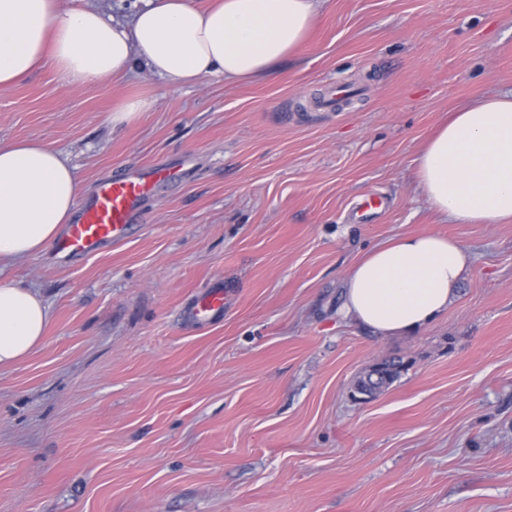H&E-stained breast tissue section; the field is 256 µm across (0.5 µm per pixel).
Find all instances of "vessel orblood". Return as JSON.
<instances>
[{
  "mask_svg": "<svg viewBox=\"0 0 512 512\" xmlns=\"http://www.w3.org/2000/svg\"><path fill=\"white\" fill-rule=\"evenodd\" d=\"M166 171L132 167L117 178L99 181L92 199L80 206L77 222L66 225L55 249L67 259H81L108 244L122 242L142 201L165 180ZM224 307V292L213 289L192 308L196 318L219 313Z\"/></svg>",
  "mask_w": 512,
  "mask_h": 512,
  "instance_id": "obj_1",
  "label": "vessel or blood"
}]
</instances>
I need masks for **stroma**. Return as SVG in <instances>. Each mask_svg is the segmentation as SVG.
I'll use <instances>...</instances> for the list:
<instances>
[{"mask_svg":"<svg viewBox=\"0 0 512 512\" xmlns=\"http://www.w3.org/2000/svg\"><path fill=\"white\" fill-rule=\"evenodd\" d=\"M511 91L512 0H320L250 84L0 88V140L61 152L79 200L174 173L124 242L0 268L50 308L0 369V512H512V223L439 220L414 164L449 112ZM128 96L150 106L113 126ZM417 232L473 256L447 312L389 337L343 319L353 265ZM214 288L223 313L191 318ZM386 358L393 384L355 393Z\"/></svg>","mask_w":512,"mask_h":512,"instance_id":"obj_1","label":"stroma"}]
</instances>
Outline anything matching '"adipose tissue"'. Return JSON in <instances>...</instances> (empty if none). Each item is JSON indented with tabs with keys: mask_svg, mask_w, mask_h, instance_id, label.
Returning a JSON list of instances; mask_svg holds the SVG:
<instances>
[{
	"mask_svg": "<svg viewBox=\"0 0 512 512\" xmlns=\"http://www.w3.org/2000/svg\"><path fill=\"white\" fill-rule=\"evenodd\" d=\"M316 0H143L128 21L95 6L0 0V87L49 66L67 84L126 77L135 63L175 85L210 76L266 78L299 52ZM416 186L454 224L512 219V92L449 113L419 150ZM79 184L39 139L0 142V265L44 251L71 222ZM470 253L435 232L401 235L369 250L345 280L342 314L381 336L420 329L447 311ZM50 321L31 287L0 279V368L27 357Z\"/></svg>",
	"mask_w": 512,
	"mask_h": 512,
	"instance_id": "obj_1",
	"label": "adipose tissue"
}]
</instances>
